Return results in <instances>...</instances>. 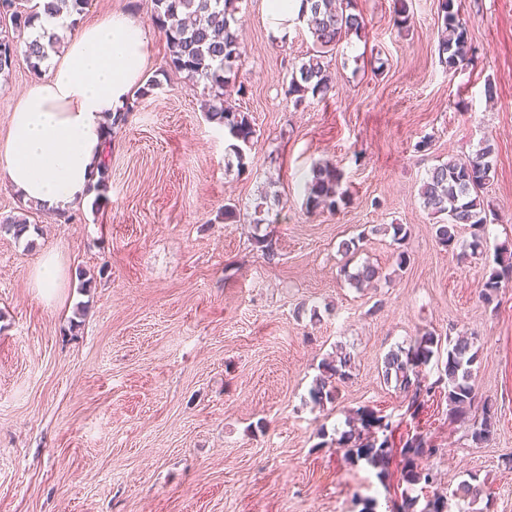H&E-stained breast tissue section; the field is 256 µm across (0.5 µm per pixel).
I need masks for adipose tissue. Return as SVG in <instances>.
<instances>
[{
  "mask_svg": "<svg viewBox=\"0 0 512 512\" xmlns=\"http://www.w3.org/2000/svg\"><path fill=\"white\" fill-rule=\"evenodd\" d=\"M147 43L120 12L81 29L12 110L0 181L56 214L84 202L100 172L108 116L139 84Z\"/></svg>",
  "mask_w": 512,
  "mask_h": 512,
  "instance_id": "ef3b65f1",
  "label": "adipose tissue"
}]
</instances>
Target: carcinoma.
I'll return each instance as SVG.
<instances>
[{"label": "carcinoma", "instance_id": "carcinoma-1", "mask_svg": "<svg viewBox=\"0 0 512 512\" xmlns=\"http://www.w3.org/2000/svg\"><path fill=\"white\" fill-rule=\"evenodd\" d=\"M237 0H152L156 27L165 41L164 67L153 75L140 89L135 98L114 113L109 129L122 126L130 114L137 111L140 100L161 86L159 76L172 71L183 76L193 88L201 90L205 98L206 120L222 129L230 141L229 150L237 159L240 169H245L246 151L251 149L255 130L248 113L224 100V84L236 79L240 61L241 41L238 20L235 17ZM308 4L305 22L313 38L312 52L290 73L288 97L293 107L305 104L308 97L324 99L333 91L330 72V52L344 39L359 35L365 29L361 14L355 12L353 0H304ZM89 0H35L31 6L20 0H0V16L10 19L16 37L0 38V77L10 75L18 56H23L35 75L41 74V64L55 48L57 36H38L21 39L27 29L34 27L40 14L72 17L79 15ZM443 24L438 39L440 62L448 69L456 70L469 60L472 47L467 29L458 13L453 11L452 0H440ZM495 148L486 141L475 154L464 161L450 160L433 168L421 187V199L425 209L439 218L434 224L436 242L450 246L457 228L467 224L474 229L470 243L472 253H477L487 243L484 236L488 223L489 206L480 191L491 178ZM108 161H103L98 180L93 185L95 202L107 198L110 189ZM343 172L329 162L313 165L303 187V204L309 213L317 211L337 212L348 204L347 192L342 190ZM30 227L27 217L7 215L0 217V230L19 239ZM492 269L482 284L480 298L487 304L498 296L501 282L512 280V252L500 245L495 248ZM382 272L366 263L348 275V280L360 288L381 279ZM441 346V337L425 332L406 348L389 351L383 358L381 376L385 383H395V388L409 397L410 408L418 410L426 398L444 388L448 400V418L452 422H466L473 442L484 444L492 440L497 425V413L492 406L483 405L480 414H471L477 402L474 388V365L477 352L473 351L474 337L448 338L447 360L444 376L432 383L422 377L420 367L428 364L434 349ZM354 357L341 349L335 359L323 364L322 374L316 378L310 390L311 400L322 405L337 399L340 384L352 376ZM361 428L342 434L340 441L349 448L356 459L365 461L378 470L379 477L388 474L393 456L390 442L393 422L371 409L356 412ZM438 449L428 446L426 438L415 434L406 439L400 448L403 466L401 481L409 486L430 487L436 482L432 471L419 466V460ZM483 492L479 485L461 482L452 491L459 500L475 499ZM447 493L436 491L427 500L421 512H447Z\"/></svg>", "mask_w": 512, "mask_h": 512}]
</instances>
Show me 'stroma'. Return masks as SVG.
<instances>
[{
	"mask_svg": "<svg viewBox=\"0 0 512 512\" xmlns=\"http://www.w3.org/2000/svg\"><path fill=\"white\" fill-rule=\"evenodd\" d=\"M439 0H356L366 28L332 56L326 100L296 108L288 72L310 51L306 24L274 38L265 0H238L242 92L256 142L241 169L200 96L170 74L112 135L110 192L100 208L51 214L0 182V216L26 214V238L0 233V512H391L432 489L379 478L340 442L362 407L389 417L394 439L420 432L437 452L422 466L451 492L476 477V501L448 512H512V282L478 298L489 255L470 257L472 230L435 240L420 189L427 173L496 147L481 192L495 214L488 243L512 248V0H453L475 53L451 71L438 57ZM130 14L148 34L153 76L165 42L151 0H92L78 26ZM36 80L25 61L0 80V150L9 117ZM496 92L486 97V84ZM344 173L347 208L307 213L299 184L313 164ZM268 196L265 221L254 206ZM233 201L237 223L224 220ZM404 224L403 244L380 225ZM359 238L350 254L341 244ZM410 257L405 268L397 250ZM59 254L58 287L31 275ZM374 288L348 281L362 263ZM93 275L90 291L78 271ZM476 333L475 388L496 432L473 444L436 395L418 412L380 375L385 354L424 332ZM355 358L335 402L309 390L337 348Z\"/></svg>",
	"mask_w": 512,
	"mask_h": 512,
	"instance_id": "stroma-1",
	"label": "stroma"
}]
</instances>
